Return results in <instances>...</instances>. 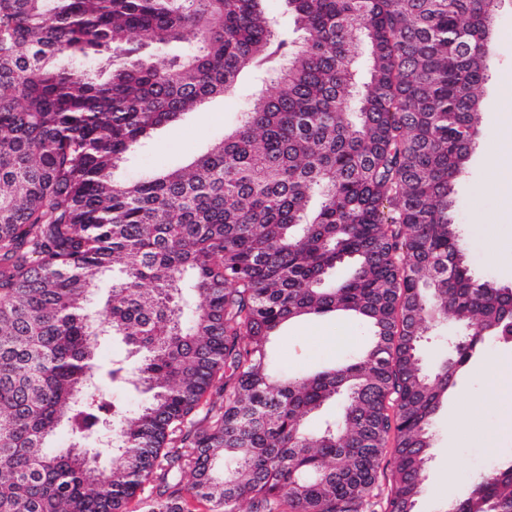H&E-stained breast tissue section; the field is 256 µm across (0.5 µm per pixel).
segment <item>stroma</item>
<instances>
[{
  "mask_svg": "<svg viewBox=\"0 0 512 512\" xmlns=\"http://www.w3.org/2000/svg\"><path fill=\"white\" fill-rule=\"evenodd\" d=\"M496 38L490 49L489 77L482 88L483 122L465 175L453 195L454 217L467 242L466 266L471 275L512 288L511 169H495L496 150L512 135V0H501L493 18ZM259 85L245 75L223 98L188 112L177 125L154 131L121 168L123 178L150 177L182 167L206 151L217 138L233 130ZM366 336L358 322L319 318L285 329L274 341L280 364L304 373L355 356ZM512 354V343L486 339L478 357L460 375L456 387L432 424L433 448L428 480L417 512H443L448 500L493 465L512 460V430L506 426L512 407L487 402L495 379L486 364Z\"/></svg>",
  "mask_w": 512,
  "mask_h": 512,
  "instance_id": "obj_1",
  "label": "stroma"
}]
</instances>
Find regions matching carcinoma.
<instances>
[{"label":"carcinoma","instance_id":"carcinoma-1","mask_svg":"<svg viewBox=\"0 0 512 512\" xmlns=\"http://www.w3.org/2000/svg\"><path fill=\"white\" fill-rule=\"evenodd\" d=\"M260 2L0 0V512H372L390 441L384 512H415L448 390L512 339V288L469 274L450 215L496 0H287L300 45ZM187 32L167 62L134 46ZM248 72L276 92L204 155L116 176ZM329 315L367 325L354 358L274 365L283 326ZM450 318L470 343L428 368ZM103 336L127 355L100 364ZM447 512H512V462ZM460 331V326L452 319H448V323L446 325L432 327L428 331V336H426L428 339L424 342V349L422 351L425 365L431 366L436 355L448 353L451 341L454 339V336L460 333ZM466 335V332L463 330L462 334L456 336V339L460 340L462 336Z\"/></svg>","mask_w":512,"mask_h":512}]
</instances>
